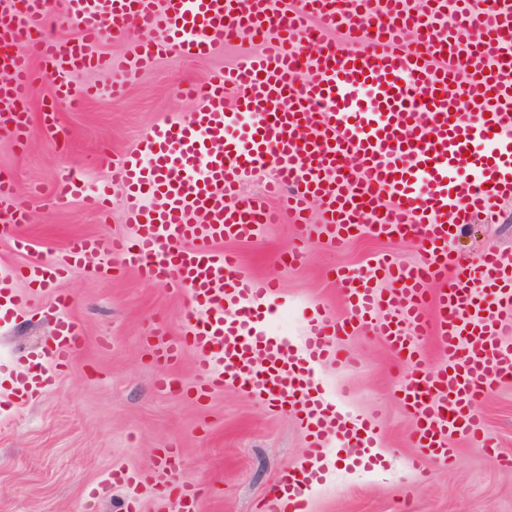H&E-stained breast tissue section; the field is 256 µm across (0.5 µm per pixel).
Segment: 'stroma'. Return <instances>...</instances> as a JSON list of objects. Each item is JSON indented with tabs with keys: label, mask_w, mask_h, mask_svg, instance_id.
Returning <instances> with one entry per match:
<instances>
[{
	"label": "stroma",
	"mask_w": 512,
	"mask_h": 512,
	"mask_svg": "<svg viewBox=\"0 0 512 512\" xmlns=\"http://www.w3.org/2000/svg\"><path fill=\"white\" fill-rule=\"evenodd\" d=\"M240 42L203 60L161 58L116 99V79L108 71L82 72L75 80L97 89L80 108L55 103L52 77H44L29 103L34 128L26 149L0 139V173L11 176L21 199L31 188L50 190L63 168L82 172L88 189L110 179L96 165L103 150L119 157L155 123L174 114L196 111L200 102L182 97L180 86L206 80L237 62ZM120 210L110 220L73 201L60 206L40 201L19 232L33 255L53 259L79 235L126 233ZM292 224L261 225L255 240L224 241L238 254L243 270L281 282L276 300L288 314L281 334H302L314 311L343 318L340 268L356 269L386 254L416 263L417 246L364 234L341 251L311 242L308 259L289 267L280 261L291 249ZM496 245L512 259V199L502 201L496 223L474 224L455 241L456 251L474 254ZM73 297L70 314L81 324L88 343L71 370L55 380L37 401L21 405L13 378L24 361L39 358L52 329L51 298L31 297L18 317L0 320V512H84L90 489L98 491V512H121L128 491L104 484L115 467L142 469L154 464L161 448L176 443L183 450L177 477L199 483L200 512H254L257 498L284 469L300 466L308 438L292 413L270 410L261 400L227 388L206 405L182 395L156 390L163 368L147 354L144 339L156 323L172 334L185 328L186 298L176 289L142 281L132 272L74 273L62 281ZM355 365L323 367L320 379L342 409L374 416L381 428L373 470L348 469L330 453L327 481L310 493L304 512H512V382L484 400L479 412L500 447L487 454L461 442L456 460L432 469V479L418 485L407 467L416 453L410 419L397 399L399 376L384 340L360 330L345 340Z\"/></svg>",
	"instance_id": "stroma-1"
}]
</instances>
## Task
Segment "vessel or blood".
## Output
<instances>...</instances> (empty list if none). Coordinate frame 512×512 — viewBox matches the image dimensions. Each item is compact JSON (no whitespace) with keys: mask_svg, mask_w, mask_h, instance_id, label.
<instances>
[{"mask_svg":"<svg viewBox=\"0 0 512 512\" xmlns=\"http://www.w3.org/2000/svg\"><path fill=\"white\" fill-rule=\"evenodd\" d=\"M78 29L57 37L53 26ZM323 33L305 41L308 29ZM152 32L149 40L141 32ZM341 32L342 41L330 40ZM263 35L262 48L202 86V105L187 118L154 124L119 158L100 154L120 199L108 189L88 195L82 177L64 171L51 193L56 204L79 200L110 216L120 206L132 237H74L53 262L33 257L0 271V313L14 314L31 293L73 270L113 267L183 291L186 327L171 337L156 328L148 344L160 365L196 357L194 400L232 386L271 407L294 409L309 440L306 459L280 473L256 512H302L309 492L324 484L327 445L352 449L353 465L371 469L379 431L372 418L344 413L315 379L324 364L350 366L343 336L368 327L405 363L398 400L411 418L419 456L410 465L430 478L421 459L451 457L465 439L486 452L498 446L477 403L512 380V262L495 247L468 256L452 244L464 225L492 219L512 198V0H0V136L26 146L32 136L28 102L40 89L34 62L55 72L54 94L71 107L96 93L74 80L85 71L120 73L113 96L162 56L205 57L234 39ZM124 42L102 53V38ZM269 172L264 192L242 197L243 183ZM322 219H309L310 202ZM29 205L12 178H0V234L17 235ZM290 220L298 242L289 264L305 260L315 240L345 246L353 229L417 245L422 262L385 255L340 270L346 317L316 314L298 341L267 335L261 307L277 281L247 275L227 239H252L259 225ZM389 278L391 288L376 286ZM24 281L27 290L15 289ZM69 295L55 297L46 355L55 374L68 371L87 338L66 317ZM432 337L443 365L427 367L417 339ZM39 363L17 375L21 402L50 385ZM182 450L163 449L156 465L115 469L113 485L162 489ZM178 512H198L200 485L176 483Z\"/></svg>","mask_w":512,"mask_h":512,"instance_id":"b4317fda","label":"vessel or blood"}]
</instances>
